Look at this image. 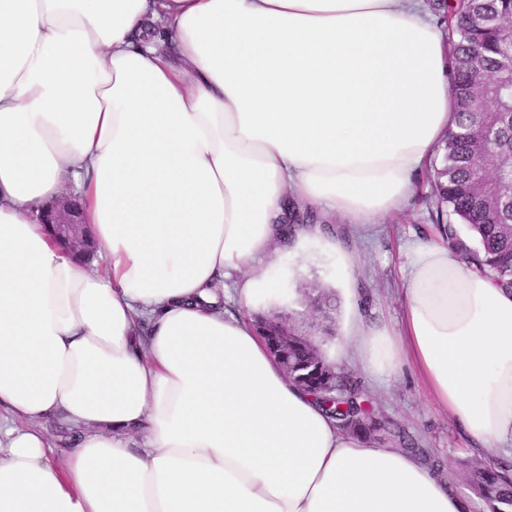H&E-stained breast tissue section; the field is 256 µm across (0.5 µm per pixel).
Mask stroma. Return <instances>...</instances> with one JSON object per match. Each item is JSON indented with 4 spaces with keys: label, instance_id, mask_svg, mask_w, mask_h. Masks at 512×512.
<instances>
[{
    "label": "stroma",
    "instance_id": "1",
    "mask_svg": "<svg viewBox=\"0 0 512 512\" xmlns=\"http://www.w3.org/2000/svg\"><path fill=\"white\" fill-rule=\"evenodd\" d=\"M430 169L414 177L415 191L404 208L381 223L362 228L349 227L350 243L357 248L363 262V282L370 286L377 316L396 324L402 313L399 288L405 272L401 252L414 236H434L435 208L431 199ZM259 273L273 279L280 291L277 306L297 309L301 297L295 288L301 283L316 282L336 288L342 268L334 254L308 243L303 252H283L260 265ZM377 412L395 422L412 436L416 446L428 449L449 472L454 489L470 503V512H489L486 502L469 486L471 466L482 463L512 467V456L472 450L460 424L448 413L437 410L427 399L416 376L407 364H400L384 385H377L361 371H353Z\"/></svg>",
    "mask_w": 512,
    "mask_h": 512
}]
</instances>
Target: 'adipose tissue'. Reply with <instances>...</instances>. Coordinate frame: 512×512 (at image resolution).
Here are the masks:
<instances>
[{
    "label": "adipose tissue",
    "mask_w": 512,
    "mask_h": 512,
    "mask_svg": "<svg viewBox=\"0 0 512 512\" xmlns=\"http://www.w3.org/2000/svg\"><path fill=\"white\" fill-rule=\"evenodd\" d=\"M452 81L423 0H0V512H469L288 380L251 318L277 285L245 271L336 252L328 357L407 362L473 448L511 454L512 288L418 238L392 327L354 250L279 223L292 197L359 225L399 211ZM69 193L102 266L39 221Z\"/></svg>",
    "instance_id": "adipose-tissue-1"
}]
</instances>
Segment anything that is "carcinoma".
I'll return each mask as SVG.
<instances>
[{"label": "carcinoma", "mask_w": 512, "mask_h": 512, "mask_svg": "<svg viewBox=\"0 0 512 512\" xmlns=\"http://www.w3.org/2000/svg\"><path fill=\"white\" fill-rule=\"evenodd\" d=\"M446 21L456 35L451 63L456 79L450 94L457 106L456 129L445 139L443 156L431 181L436 229L465 260H480L497 282L512 285V0H454ZM467 227L463 235L457 224ZM308 346L288 342L293 372L325 405L340 426L366 439L376 432L399 438L438 470L424 448L377 416L358 382ZM472 489L490 512H512V477L476 465Z\"/></svg>", "instance_id": "1"}]
</instances>
